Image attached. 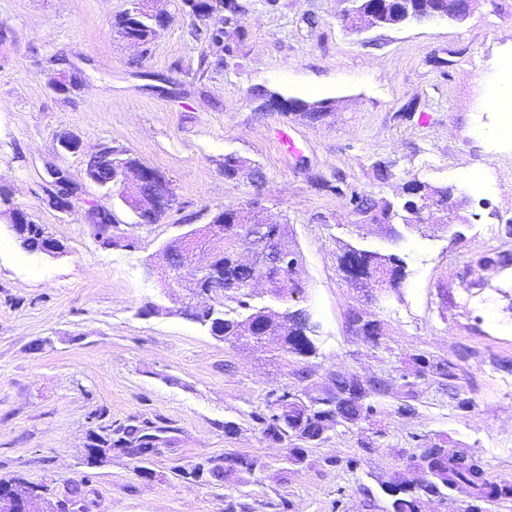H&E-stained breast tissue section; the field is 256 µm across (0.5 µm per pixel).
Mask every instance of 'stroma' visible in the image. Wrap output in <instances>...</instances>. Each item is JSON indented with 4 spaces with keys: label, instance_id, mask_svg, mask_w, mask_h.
Here are the masks:
<instances>
[{
    "label": "stroma",
    "instance_id": "1",
    "mask_svg": "<svg viewBox=\"0 0 512 512\" xmlns=\"http://www.w3.org/2000/svg\"><path fill=\"white\" fill-rule=\"evenodd\" d=\"M239 2L232 55L202 71L207 46L183 0H158L173 21L139 54L111 27L130 0H0V190L65 246L27 253L0 220V477L88 479L89 512H392L385 487L421 477L426 436L512 484V264H477L512 254V149L491 147L498 115L484 106L512 66V0L361 34L341 25L338 0ZM54 72L80 91L52 92ZM256 88L335 107L313 124L260 112ZM65 132L83 152L60 151ZM105 143L173 180L176 203L159 223H138L85 178L87 152ZM228 154L250 159L261 180L225 177ZM55 169L77 187L72 211L47 203ZM411 180L462 190L466 223L448 229L437 212L393 233L354 225L351 191L398 203ZM252 202L286 225L300 254L296 305L319 325L308 359L176 316L204 255L178 288L157 265L161 247L211 211ZM93 209L113 212L132 247L102 245ZM347 245L399 256L406 279L379 296L351 287L339 270ZM358 308L375 312L381 345L351 329ZM420 355L455 365L452 384L474 407L459 410L452 384L432 374L403 397ZM337 372L388 383L374 423L335 427L287 459L263 433L271 394H316ZM143 419L163 430L149 477L119 450L85 466L99 425ZM243 455L258 459L253 473L231 465ZM206 459L223 479L181 477Z\"/></svg>",
    "mask_w": 512,
    "mask_h": 512
}]
</instances>
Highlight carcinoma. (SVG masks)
<instances>
[{
    "instance_id": "obj_1",
    "label": "carcinoma",
    "mask_w": 512,
    "mask_h": 512,
    "mask_svg": "<svg viewBox=\"0 0 512 512\" xmlns=\"http://www.w3.org/2000/svg\"><path fill=\"white\" fill-rule=\"evenodd\" d=\"M373 6L381 13L380 24L387 28L398 27L409 22L410 17L398 12L401 3L397 0H351L350 8L360 10L364 5ZM112 28L120 38L128 37L143 39L150 42L154 28L152 17L134 7L119 15L112 22ZM197 39L204 41L216 51H224L226 47L222 33L209 27L196 29ZM274 96L283 102L280 109L285 115L293 114L310 123L319 121L324 113L333 108L328 100L307 102L303 99L287 97L279 92ZM105 152L112 154V162L105 163L98 171L99 183L113 180L117 169L121 166L138 167L143 165L141 159L128 149L107 145ZM248 165L242 157L228 155L224 157L222 167L224 176L234 178L238 172ZM411 190H424L436 203L442 205L448 201L446 186H435L418 180L408 185ZM351 213L362 216L363 225L373 224H419V213L407 202L396 205L390 201L378 203L368 196L353 192L350 198ZM210 223L222 224L224 228L235 229L234 236L224 239L223 245L213 251L210 271L202 276L199 287L220 298L215 309H205L188 313L180 312L182 318L209 327L210 333L223 334L224 337L240 338L244 336L246 325H251V339L258 342L264 338L265 329L271 320L269 308L251 306L246 298L250 284L259 274L258 263L263 254L261 242L263 234L261 223H244L234 206H226L210 216ZM21 247L29 253H43L48 241L41 225L22 216V222L12 224ZM252 255V260H242L243 253ZM365 268L372 274L390 278L397 282L405 279L406 271L403 261L394 254H384L366 249L360 250ZM234 292L233 300L238 306L248 310L244 317L233 315L225 310L224 294ZM287 334L284 335L282 348L285 352L299 358L312 357L317 354L316 341L318 326L305 309L290 311ZM417 367L415 377H422L429 372L446 376L450 380L457 378L455 367L451 363L433 362L423 356L415 358ZM355 377L352 374H338L332 379V387L323 394L314 396L304 390L293 393L286 402L276 398L268 405L269 415L261 417L264 424V435L274 443L286 444L289 448V459L297 460L304 451V446L319 445L327 439V433L338 425H358L371 422L377 414L374 397L385 392L381 382L367 380L360 393H349ZM159 429L152 422L145 420L134 424L112 429V426L101 427V433L95 435L94 442L86 448L85 463L90 467L100 466L111 458L112 450L121 449L146 456L155 452L151 448L152 440L157 437ZM420 455L422 467L427 479L415 485L403 481L390 485L388 494L392 497V512H419L421 499L424 496H437L446 499L450 496L479 498L496 501L512 494V487L500 484L488 476L481 462L464 454H448L436 441L429 440L422 445ZM25 486L19 497L25 504L34 505L38 502L44 507L60 505V512H87V482L70 481L58 490L51 483H24L20 478L0 479V488L12 490Z\"/></svg>"
}]
</instances>
